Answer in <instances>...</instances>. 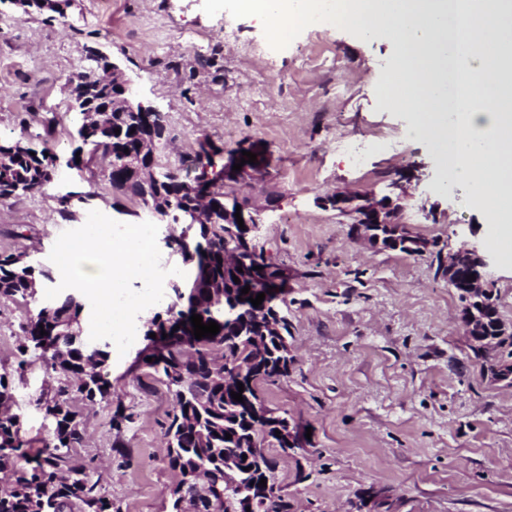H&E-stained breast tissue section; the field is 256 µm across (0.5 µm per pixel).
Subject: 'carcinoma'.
<instances>
[{
	"label": "carcinoma",
	"mask_w": 512,
	"mask_h": 512,
	"mask_svg": "<svg viewBox=\"0 0 512 512\" xmlns=\"http://www.w3.org/2000/svg\"><path fill=\"white\" fill-rule=\"evenodd\" d=\"M120 133H115V129ZM164 126L157 120L148 122L141 113L113 112L108 124L93 129L89 138L80 140L71 161L74 166L89 165L102 156L109 160L104 177L111 186L135 195L141 187L132 173L123 165L126 152L137 149L148 140L159 144ZM57 156L47 143L38 148L29 142L0 139V199L15 198L45 187L56 170ZM208 177L206 170L192 179L171 178L151 188L149 197L161 195L164 202L181 210L193 201L195 188ZM225 224H188L180 235L172 237L171 247L182 255L183 261L195 270H206L210 280L224 286L232 294L238 284L233 281L234 270L218 262L224 258ZM262 268L270 269L261 276L258 285L272 302L278 298L286 279L280 269L266 262L263 254H256ZM53 281L51 272L37 262L23 259V254L0 251V298L21 301L27 305L38 303V291ZM195 295L185 297L179 288L172 287L176 301L167 307V318L157 313L145 333L150 338L152 361L142 356L139 361L152 370L153 379L164 385L172 395L173 413L165 428L164 438L168 468L174 473L175 484L204 472L209 488L222 491L227 503L225 512H235L238 499L248 492V486L224 484V451L247 458L242 467L250 468L251 477L270 481L269 494L262 496L256 512H290V505L277 494L276 463L257 454V446L267 439L277 440L268 421L274 411L260 396L263 383H273L288 376L289 369L280 366L282 337L269 336L260 343L254 337L261 335L250 308L240 311L231 323L220 325L213 337L195 339L188 318L199 314L203 323L224 317V311L212 303L206 283H192ZM187 305L178 308L180 301ZM51 314L36 313L23 326V336L17 350L27 355L29 350L41 352L49 358L55 373L56 386L52 394L39 398L45 416L53 430L50 441L35 456H30L29 443L22 435L23 421L10 411L13 395V374L0 372V472L11 471L18 460L31 458L34 466L17 477L15 485L0 492V512H121L119 504L101 493L93 470L85 464L70 460L71 449L84 442V425L76 402L90 404L112 402V384L103 377L102 370L110 359V352L91 350L80 334V315L83 304L73 294H66L50 303ZM184 322L181 328L165 331V325ZM46 335H40V331ZM167 337H162V333ZM156 334L151 338L150 334ZM498 352L492 358L479 355L481 372L496 374L502 364H512V330L498 331ZM246 365L252 373L248 381V399L238 402L231 390L224 388V373H234ZM231 438H226V435Z\"/></svg>",
	"instance_id": "obj_1"
}]
</instances>
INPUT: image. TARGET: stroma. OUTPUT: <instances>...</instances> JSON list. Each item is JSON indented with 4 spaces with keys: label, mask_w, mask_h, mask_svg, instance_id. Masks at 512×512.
<instances>
[{
    "label": "stroma",
    "mask_w": 512,
    "mask_h": 512,
    "mask_svg": "<svg viewBox=\"0 0 512 512\" xmlns=\"http://www.w3.org/2000/svg\"><path fill=\"white\" fill-rule=\"evenodd\" d=\"M203 0H61V12H23L0 0V139L49 140L58 157L43 190L0 200V250L28 253L41 265L58 236L98 210L125 223L149 212L113 191L95 160L67 164L76 146L70 77L89 49L118 63L134 101L161 113L159 169L190 171L198 143L225 152L252 148L262 173L234 184L259 209L252 238L288 276L281 306L290 324L289 375L260 393L276 414L311 429L303 447L263 451L277 462L276 483L291 512H357L360 495L379 491L395 512H512V387L490 383L457 320L461 303L438 257L460 247L489 262L503 320L512 324V265L491 247L495 231L465 186L439 185L437 158L403 135L408 113L375 95L393 65L394 46L363 41L333 27L305 28L272 48L262 23L234 19L236 44L224 41V17ZM236 139H227L225 129ZM385 132L384 144L351 163L337 148ZM421 163L407 182L403 220L429 249L408 255L375 250L351 232V219L323 206L336 191L388 194L391 178ZM70 196L73 219L60 214ZM159 303L136 319V340L112 355L103 375L111 403L83 407L86 438L70 452L90 465L122 512H167L174 481L163 433L173 404L138 356ZM35 311L0 299V366L15 369L21 326ZM55 381L44 360L30 358L14 382L12 408L33 450L51 436L38 403ZM131 420H112L116 407Z\"/></svg>",
    "instance_id": "1"
}]
</instances>
